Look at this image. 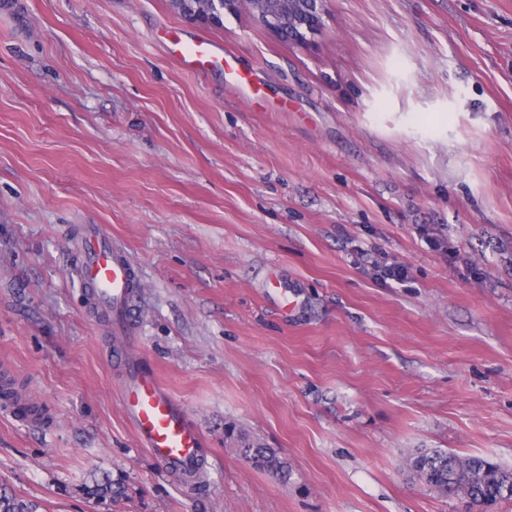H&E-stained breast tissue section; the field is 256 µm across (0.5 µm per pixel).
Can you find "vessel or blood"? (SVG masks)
Returning <instances> with one entry per match:
<instances>
[{
	"instance_id": "1",
	"label": "vessel or blood",
	"mask_w": 512,
	"mask_h": 512,
	"mask_svg": "<svg viewBox=\"0 0 512 512\" xmlns=\"http://www.w3.org/2000/svg\"><path fill=\"white\" fill-rule=\"evenodd\" d=\"M175 54L192 69L212 64L216 50L206 37L185 40L174 35ZM77 264L73 274L88 292L94 312L122 341L119 384L125 417L133 426L143 448L167 470L196 476L205 468L203 437L183 407L159 383L154 369L126 347L136 315L135 296L139 286L136 265L97 224L85 225L73 243Z\"/></svg>"
}]
</instances>
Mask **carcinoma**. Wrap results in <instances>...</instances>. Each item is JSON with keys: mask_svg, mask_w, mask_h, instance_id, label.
<instances>
[{"mask_svg": "<svg viewBox=\"0 0 512 512\" xmlns=\"http://www.w3.org/2000/svg\"><path fill=\"white\" fill-rule=\"evenodd\" d=\"M225 442L256 468L279 478L288 476V462L264 442L236 429L227 432ZM408 465L425 485L461 496L481 510L490 504L512 501V469L484 457H460L441 448H421L410 455ZM85 493L101 502L112 499V479L94 481L85 487ZM0 512H38V505L0 486Z\"/></svg>", "mask_w": 512, "mask_h": 512, "instance_id": "obj_1", "label": "carcinoma"}]
</instances>
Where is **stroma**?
<instances>
[{"instance_id": "1", "label": "stroma", "mask_w": 512, "mask_h": 512, "mask_svg": "<svg viewBox=\"0 0 512 512\" xmlns=\"http://www.w3.org/2000/svg\"><path fill=\"white\" fill-rule=\"evenodd\" d=\"M325 8L306 45L168 0L0 9V367L53 418L0 415V483L39 512H466L410 453L512 469V0ZM171 27L227 67L183 66ZM85 224L137 266L133 343L203 435L202 485L122 414ZM225 442L248 459L256 468L279 478H287L288 462L279 455L276 449L269 448L264 442L236 429L227 432Z\"/></svg>"}]
</instances>
